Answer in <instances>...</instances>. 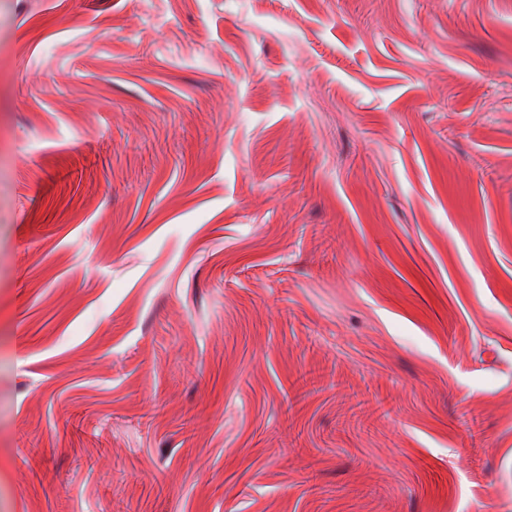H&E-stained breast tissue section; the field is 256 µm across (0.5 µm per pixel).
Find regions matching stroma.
Returning a JSON list of instances; mask_svg holds the SVG:
<instances>
[{"label":"stroma","instance_id":"obj_1","mask_svg":"<svg viewBox=\"0 0 512 512\" xmlns=\"http://www.w3.org/2000/svg\"><path fill=\"white\" fill-rule=\"evenodd\" d=\"M0 512H512V0H0Z\"/></svg>","mask_w":512,"mask_h":512}]
</instances>
